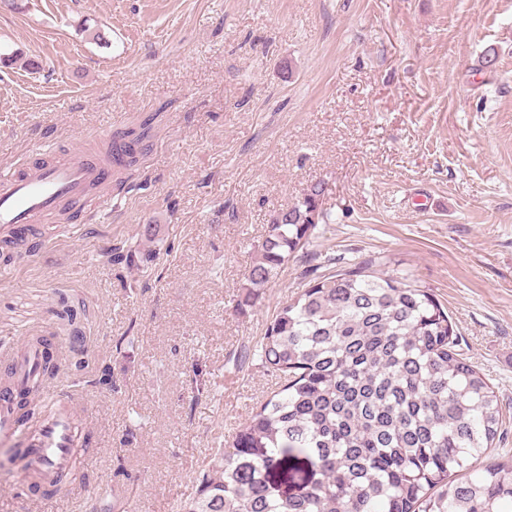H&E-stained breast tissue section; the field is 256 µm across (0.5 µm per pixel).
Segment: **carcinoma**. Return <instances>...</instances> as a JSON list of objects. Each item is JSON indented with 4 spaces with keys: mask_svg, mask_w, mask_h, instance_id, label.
Returning a JSON list of instances; mask_svg holds the SVG:
<instances>
[{
    "mask_svg": "<svg viewBox=\"0 0 512 512\" xmlns=\"http://www.w3.org/2000/svg\"><path fill=\"white\" fill-rule=\"evenodd\" d=\"M145 133L113 135L126 167ZM325 183L273 211L246 275L245 301L325 223ZM358 261L312 269L280 307L255 353L283 376L232 449L213 454L180 512H505L512 466L497 461L455 478L492 447L501 407L430 292ZM258 452L247 456L245 449Z\"/></svg>",
    "mask_w": 512,
    "mask_h": 512,
    "instance_id": "obj_1",
    "label": "carcinoma"
}]
</instances>
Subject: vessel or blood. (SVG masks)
Wrapping results in <instances>:
<instances>
[{"instance_id":"b4317fda","label":"vessel or blood","mask_w":512,"mask_h":512,"mask_svg":"<svg viewBox=\"0 0 512 512\" xmlns=\"http://www.w3.org/2000/svg\"><path fill=\"white\" fill-rule=\"evenodd\" d=\"M125 163L111 144L78 149H46L33 153L13 170L0 174V249L13 251L33 241L45 242L71 231L73 224L97 217L111 202L113 178ZM39 348L9 349L0 361L12 376L0 380V446L23 449L25 482L36 502L44 488L70 470L84 446L87 418L72 391H50L35 378ZM29 388L47 406L40 418L19 417L14 397Z\"/></svg>"}]
</instances>
